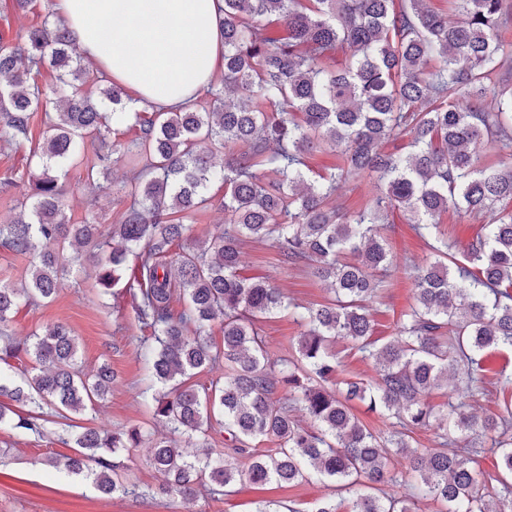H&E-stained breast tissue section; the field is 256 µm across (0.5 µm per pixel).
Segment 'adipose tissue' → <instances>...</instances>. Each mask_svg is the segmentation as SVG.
I'll list each match as a JSON object with an SVG mask.
<instances>
[{
	"label": "adipose tissue",
	"instance_id": "ef3b65f1",
	"mask_svg": "<svg viewBox=\"0 0 512 512\" xmlns=\"http://www.w3.org/2000/svg\"><path fill=\"white\" fill-rule=\"evenodd\" d=\"M222 0H53L83 56L139 100L176 106L224 66Z\"/></svg>",
	"mask_w": 512,
	"mask_h": 512
}]
</instances>
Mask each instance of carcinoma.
<instances>
[{
	"label": "carcinoma",
	"mask_w": 512,
	"mask_h": 512,
	"mask_svg": "<svg viewBox=\"0 0 512 512\" xmlns=\"http://www.w3.org/2000/svg\"><path fill=\"white\" fill-rule=\"evenodd\" d=\"M425 0H224V78L197 102L146 116L126 111L122 86L85 92L90 72L73 59V42L60 20L20 31L0 42V121L19 145L30 114L44 109L49 135L36 157L30 205L0 226V243L35 250L30 287L0 285V323L24 302L54 298L67 274L60 251L73 243L105 253L95 268L100 293L125 283L134 290L141 340L160 388L151 394L153 417L168 433L151 440L150 465L167 476L160 495L187 498L201 489L226 496L245 479L263 486L329 482L353 494L351 512H419L432 500L443 512H512V404L488 416L446 403L437 413L425 397L459 370L462 394H485L484 353L512 349V164L482 161V149L512 159V82L502 73L512 60V0H451L461 21L424 6ZM283 24L284 35L269 27ZM62 71L61 86L46 88L36 75L45 60ZM465 95L463 108L456 97ZM133 121L140 135L120 149L112 125ZM409 136L408 150L384 145ZM98 143L85 189L94 199L98 177L121 150L132 178L131 203L103 237L100 225L69 224L60 171L78 156L84 139ZM334 146L337 163L312 175L307 159ZM367 179L380 193L348 217L331 204L343 182ZM224 185V229L173 254L188 221L207 208L209 188ZM482 224L464 258L448 253L440 217L448 210ZM399 211L426 240L429 257L405 264L415 303L396 337L372 339L369 304L378 297L394 256L382 234ZM246 238L276 248L285 263H315L312 274L330 283L334 298L298 306L270 280L237 272ZM184 310L174 317V294ZM286 312L304 331L298 357L273 359L256 326ZM220 318L224 349H212L206 327ZM345 340L372 360L371 383L337 380L333 345ZM72 330L55 323L32 341L0 345V361L31 357L50 370L34 372L25 387L0 374V396L38 409L81 413L105 400L114 378L106 363L79 371ZM224 359V382L198 390L181 377ZM303 403L306 429L273 397L277 387ZM367 406L387 423L368 429L353 411ZM224 424L231 450L246 454L239 470L224 457L190 459L175 436L206 439L212 421ZM437 423L438 447L419 449L408 434ZM43 434L39 417L0 404V425ZM265 439L277 448L259 452ZM143 441L140 428L87 429L75 439L65 469L92 480L105 495H135L117 458ZM488 451L495 473L474 472L462 456ZM409 458L400 475L391 453ZM401 481L411 492L392 498L383 486Z\"/></svg>",
	"instance_id": "carcinoma-1"
}]
</instances>
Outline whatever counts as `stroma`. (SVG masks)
<instances>
[{
  "label": "stroma",
  "instance_id": "obj_1",
  "mask_svg": "<svg viewBox=\"0 0 512 512\" xmlns=\"http://www.w3.org/2000/svg\"><path fill=\"white\" fill-rule=\"evenodd\" d=\"M50 9L51 0H30L23 9L16 8L13 0H0V39L11 40L19 30L41 23ZM45 130L43 112L33 113L29 139L18 149L7 144L5 127L0 124V179L8 176L18 182L11 192H0V224L10 223L26 199L32 173L27 159L40 152ZM95 160L94 147H85L61 173L69 193L67 220L72 224L90 222L106 228L118 223L130 205L124 193L130 169L123 159L113 160L100 181L95 200L91 201L83 186L87 169ZM210 196L207 209L197 215L188 238L176 242L174 252H182L191 247L193 239L218 232L223 225V186H212ZM385 235L396 265L426 258L428 248L424 239L402 215H395ZM62 262L69 273L55 299L19 306L4 331L22 341L49 324L65 323L78 339L81 368L89 373L100 363H108L115 380L105 400L83 413L64 417L44 410L43 436H24L10 426H0V512H255L261 500L278 502L283 512H312L315 502L328 495L334 496L337 512H350V496L333 494L331 487L320 482H301L292 487L270 484L262 490L245 483L239 485L237 493L219 500L204 492L192 500L160 495L112 497L98 492L91 481L48 467V457L73 454L75 437L88 428L136 426L148 434L163 429L146 405L156 384L139 346L142 331L132 311L129 292L116 297L98 294L93 288L95 260L91 256L78 259L68 249ZM239 272L245 277L270 278L293 302L305 306L332 297L327 282L314 277L309 264H285L276 249L251 239L241 246ZM412 303L411 280L398 272L392 273L378 299L371 304L375 338L383 343L392 340L402 315ZM259 326L267 352L274 359L291 355L290 343L302 331L284 313L261 318Z\"/></svg>",
  "mask_w": 512,
  "mask_h": 512
}]
</instances>
